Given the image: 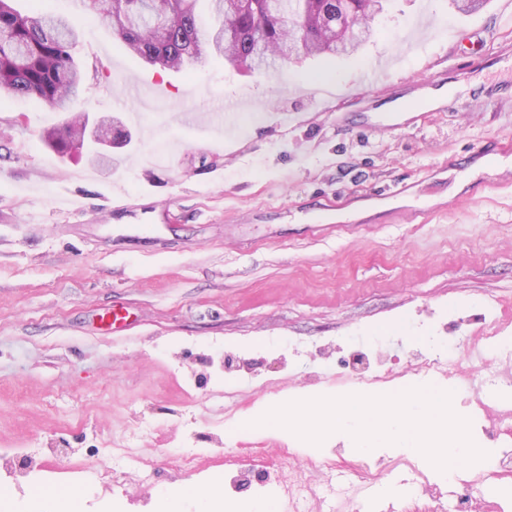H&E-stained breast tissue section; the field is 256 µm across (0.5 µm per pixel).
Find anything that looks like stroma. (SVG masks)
Here are the masks:
<instances>
[{
    "mask_svg": "<svg viewBox=\"0 0 512 512\" xmlns=\"http://www.w3.org/2000/svg\"><path fill=\"white\" fill-rule=\"evenodd\" d=\"M45 8L82 29V110L130 141L106 168L63 158L42 137L62 112L0 100V512H155L189 482L215 486L214 512H244L260 497L238 471L283 448L320 493L314 461L355 459L348 439L241 420L358 390L359 358L418 382L443 324L471 343L440 383L485 444L495 418L475 387L512 379V354L481 340L493 319L512 337V182L474 187L512 172V0H387L357 52L252 73L212 54L155 68L73 0ZM381 59L386 78L360 86ZM423 74L440 79L425 99ZM141 86L159 93L140 104ZM228 98L244 107L226 120ZM489 139L510 154L469 161ZM400 181L410 194L392 195ZM420 203L423 222H404ZM115 307L126 329L108 325ZM398 459L366 455L372 487L314 512H385Z\"/></svg>",
    "mask_w": 512,
    "mask_h": 512,
    "instance_id": "1",
    "label": "stroma"
}]
</instances>
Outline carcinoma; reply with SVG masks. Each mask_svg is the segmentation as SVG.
<instances>
[{
  "label": "carcinoma",
  "mask_w": 512,
  "mask_h": 512,
  "mask_svg": "<svg viewBox=\"0 0 512 512\" xmlns=\"http://www.w3.org/2000/svg\"><path fill=\"white\" fill-rule=\"evenodd\" d=\"M14 0H0V97L27 98L38 105L71 111L80 101L82 70L74 52L80 27L33 6L22 13ZM82 12L107 23L133 56L164 69L199 61L205 50L226 64L244 61L260 49L265 58L283 60L294 51L331 56L325 41L349 15L370 27L375 15L368 0H208L219 20L206 24L196 12L198 0H81ZM79 135L69 118L45 132L60 153L77 149Z\"/></svg>",
  "instance_id": "1"
}]
</instances>
